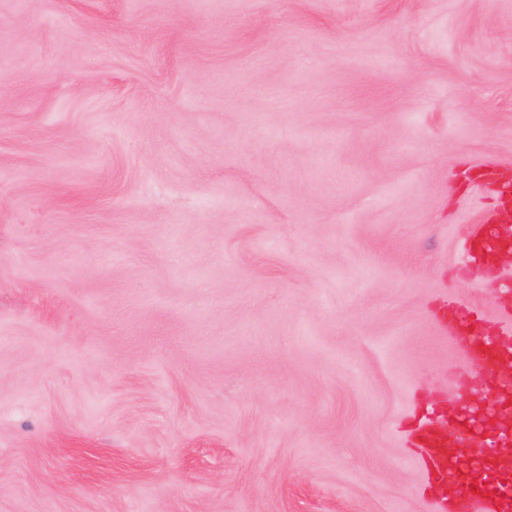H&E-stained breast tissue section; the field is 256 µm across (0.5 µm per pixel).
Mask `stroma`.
Instances as JSON below:
<instances>
[{
    "instance_id": "1",
    "label": "stroma",
    "mask_w": 512,
    "mask_h": 512,
    "mask_svg": "<svg viewBox=\"0 0 512 512\" xmlns=\"http://www.w3.org/2000/svg\"><path fill=\"white\" fill-rule=\"evenodd\" d=\"M487 170L512 0H0V512H439Z\"/></svg>"
}]
</instances>
